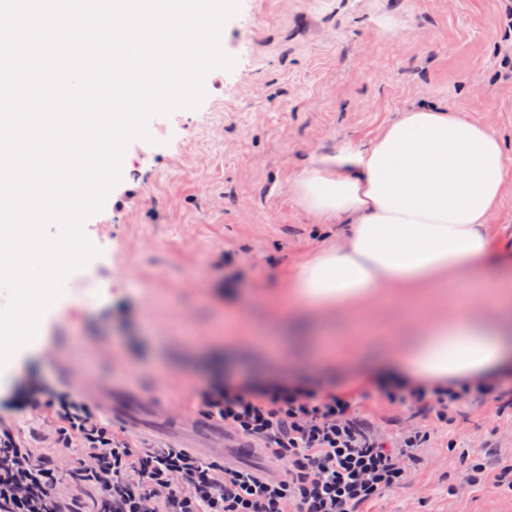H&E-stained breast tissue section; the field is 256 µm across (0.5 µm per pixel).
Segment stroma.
<instances>
[{
  "label": "stroma",
  "mask_w": 512,
  "mask_h": 512,
  "mask_svg": "<svg viewBox=\"0 0 512 512\" xmlns=\"http://www.w3.org/2000/svg\"><path fill=\"white\" fill-rule=\"evenodd\" d=\"M503 0H239L218 46L233 59L209 70L194 108L153 114L131 140L121 179L83 222L96 248L69 303L45 320L46 344L29 369L0 387L9 399L31 383L119 396L146 424L120 433L143 448L165 446L157 410L194 415L199 387L307 383L349 391L386 432L419 423L431 438L412 485L381 494L367 512H512V483L469 486L472 465L494 477L512 461V373L473 395L447 424L381 398L374 375L338 364L271 365L225 354L218 335H251L272 310L264 292L340 233L318 223L291 181L315 153L370 144L402 113L436 106L493 131L505 186L486 234L512 252V75L499 65ZM47 459L59 447L45 411L0 412Z\"/></svg>",
  "instance_id": "obj_1"
}]
</instances>
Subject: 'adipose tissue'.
Masks as SVG:
<instances>
[{
	"label": "adipose tissue",
	"mask_w": 512,
	"mask_h": 512,
	"mask_svg": "<svg viewBox=\"0 0 512 512\" xmlns=\"http://www.w3.org/2000/svg\"><path fill=\"white\" fill-rule=\"evenodd\" d=\"M486 127L418 107L368 146L312 155L292 179L297 203L349 231L283 275L280 292L314 312L364 317L403 306L412 334L371 360L417 383L479 382L512 368V259L485 232L504 182Z\"/></svg>",
	"instance_id": "obj_1"
}]
</instances>
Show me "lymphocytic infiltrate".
Here are the masks:
<instances>
[{
	"label": "lymphocytic infiltrate",
	"mask_w": 512,
	"mask_h": 512,
	"mask_svg": "<svg viewBox=\"0 0 512 512\" xmlns=\"http://www.w3.org/2000/svg\"><path fill=\"white\" fill-rule=\"evenodd\" d=\"M393 405L412 403L440 424L467 402L470 386L379 385ZM47 408L69 464L55 463L0 425V512H84L61 500L64 481L93 488L97 512H360L383 492L410 483L428 440L419 425L390 437L356 412L352 398L311 385L258 389L223 382L195 395L199 413L262 445L282 465L268 478L220 466L181 448H137L102 421L83 395L33 387L20 400Z\"/></svg>",
	"instance_id": "obj_1"
}]
</instances>
